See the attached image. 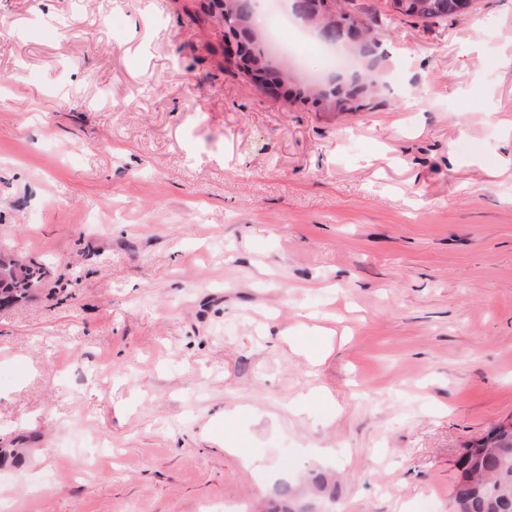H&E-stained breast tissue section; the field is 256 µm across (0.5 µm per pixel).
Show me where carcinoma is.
<instances>
[{
    "instance_id": "1",
    "label": "carcinoma",
    "mask_w": 512,
    "mask_h": 512,
    "mask_svg": "<svg viewBox=\"0 0 512 512\" xmlns=\"http://www.w3.org/2000/svg\"><path fill=\"white\" fill-rule=\"evenodd\" d=\"M293 2L308 28L357 58V69L338 74L329 82L301 84L288 61H271L267 34L255 18V0H208L201 5L202 12L207 16L219 14L224 41H233L239 55L249 62L224 72L280 88L283 101L308 105L318 112H357L383 105L386 53L378 28L390 25L392 18L379 21L358 0H342L334 16L323 9L324 0ZM456 5L457 0H405L400 4L399 16L424 23L455 19L460 17ZM44 276L42 265L0 253V304L27 297ZM457 467L459 476L453 491L456 512H512V426L498 424L486 437L468 445ZM309 484L310 489L304 492L289 485L279 488L288 499L285 512H317L318 498L336 495V482L329 474L313 473Z\"/></svg>"
}]
</instances>
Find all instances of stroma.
Returning <instances> with one entry per match:
<instances>
[{
  "label": "stroma",
  "instance_id": "obj_1",
  "mask_svg": "<svg viewBox=\"0 0 512 512\" xmlns=\"http://www.w3.org/2000/svg\"><path fill=\"white\" fill-rule=\"evenodd\" d=\"M201 0H0V512H454L512 418V0L389 26L386 106L224 72ZM45 273L40 264L0 252V304L27 297L42 282ZM310 489L304 492H297L289 485L279 488L280 494L288 498V505L285 512H315L317 511V500L327 496L335 498L336 482L331 475L326 473H312L309 477Z\"/></svg>",
  "mask_w": 512,
  "mask_h": 512
}]
</instances>
